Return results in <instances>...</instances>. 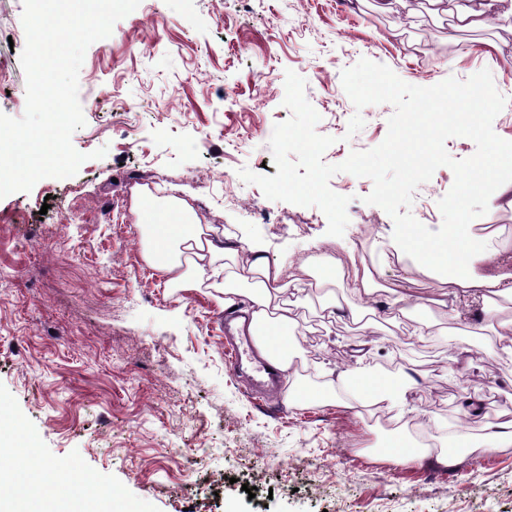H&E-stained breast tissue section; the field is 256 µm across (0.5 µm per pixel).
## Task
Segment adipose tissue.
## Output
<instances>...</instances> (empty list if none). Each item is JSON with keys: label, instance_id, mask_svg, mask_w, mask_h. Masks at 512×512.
<instances>
[{"label": "adipose tissue", "instance_id": "adipose-tissue-1", "mask_svg": "<svg viewBox=\"0 0 512 512\" xmlns=\"http://www.w3.org/2000/svg\"><path fill=\"white\" fill-rule=\"evenodd\" d=\"M453 7L449 33L462 29H487L496 22L508 0H449ZM133 209L138 222L147 232L151 247L147 261L166 277L169 287L187 291L199 287L204 275L218 279L224 293V307L231 310L239 296L252 302L250 315L254 327L265 336L296 344L295 323L273 308L279 296L287 291H301V284L287 286L280 269L271 268L258 245L243 243L240 248L225 246L223 240L210 236L209 226L197 223L182 201L157 202L150 193H141ZM398 248L407 253L421 268L448 277L456 290L448 307V317L459 321L473 307H481L493 315V297H512V274L477 276L471 271L475 260L491 261L512 257V238L491 232L475 235L467 222H459L436 230L420 225L409 227L397 235ZM19 435L0 434V454H17L19 463L10 467L11 488L5 492L7 506H20L23 512H92L93 499L69 493L48 498L38 497L32 488V467L27 453L22 452Z\"/></svg>", "mask_w": 512, "mask_h": 512}]
</instances>
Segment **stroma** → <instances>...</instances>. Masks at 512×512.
Here are the masks:
<instances>
[{"instance_id":"35a3bbf8","label":"stroma","mask_w":512,"mask_h":512,"mask_svg":"<svg viewBox=\"0 0 512 512\" xmlns=\"http://www.w3.org/2000/svg\"><path fill=\"white\" fill-rule=\"evenodd\" d=\"M419 2L383 12L378 0H141L87 48L78 77L86 124L72 136L87 161L74 176L0 198V431L20 432L33 449L43 493L54 476L74 475L133 512H512V447H489L485 422L462 416L470 391L487 420L512 414V354L495 349L491 320L473 316L484 330L469 367L451 344L467 326L440 306L361 327L360 301L316 278L367 266L369 304L382 311L403 294L447 300L454 287L395 252L393 219L364 201L371 179L331 177L350 199L334 237L318 207L269 200L239 175L277 172L269 140L290 116L289 69L306 81L316 132L334 139L325 163L381 144L393 105L355 108L342 85L363 58L422 87L489 70L508 100L493 130L512 141V17L450 42L439 21L407 25ZM22 13L23 0H0V112L14 118L26 108ZM357 114L364 125L352 134ZM453 183L439 167L415 191L412 215L441 225L438 202ZM137 189L185 200L225 243H259L287 279L307 284L294 311L319 381L295 372L260 395L233 370L221 293L175 291L144 260ZM319 253L327 269L307 265ZM364 364L394 389L420 377L386 414L430 440L419 460H391L374 409L323 401L322 376ZM455 430L485 447L459 449L446 468L436 457Z\"/></svg>"}]
</instances>
